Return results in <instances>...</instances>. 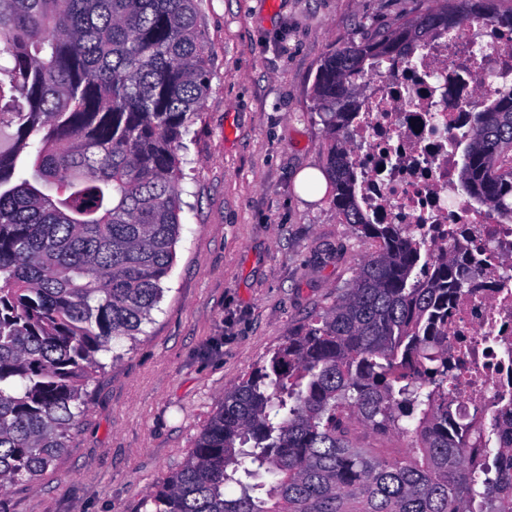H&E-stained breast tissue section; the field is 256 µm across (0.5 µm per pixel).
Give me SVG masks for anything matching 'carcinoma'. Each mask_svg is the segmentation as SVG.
Returning <instances> with one entry per match:
<instances>
[{
    "label": "carcinoma",
    "instance_id": "1",
    "mask_svg": "<svg viewBox=\"0 0 512 512\" xmlns=\"http://www.w3.org/2000/svg\"><path fill=\"white\" fill-rule=\"evenodd\" d=\"M512 27L502 0H442L327 54L313 93L344 223L378 249L336 300L224 393L155 512H512V469L464 480L448 424V295L466 274L363 212L341 131L353 78L464 24ZM0 490L35 482L84 414L111 343L136 342L174 258L179 151L209 89L197 0H0ZM25 105L15 107L17 98ZM461 188L512 210V95L472 111ZM396 435L382 458L351 428ZM234 483L239 494L227 497Z\"/></svg>",
    "mask_w": 512,
    "mask_h": 512
}]
</instances>
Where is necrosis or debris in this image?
Returning <instances> with one entry per match:
<instances>
[{"instance_id": "1", "label": "necrosis or debris", "mask_w": 512, "mask_h": 512, "mask_svg": "<svg viewBox=\"0 0 512 512\" xmlns=\"http://www.w3.org/2000/svg\"><path fill=\"white\" fill-rule=\"evenodd\" d=\"M360 110L343 130L360 205L374 224L448 254L473 276L448 300V413L464 446L512 427V214L460 191L454 145L470 110L512 92V29L448 32L360 75Z\"/></svg>"}]
</instances>
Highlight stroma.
Wrapping results in <instances>:
<instances>
[{"instance_id": "obj_1", "label": "stroma", "mask_w": 512, "mask_h": 512, "mask_svg": "<svg viewBox=\"0 0 512 512\" xmlns=\"http://www.w3.org/2000/svg\"><path fill=\"white\" fill-rule=\"evenodd\" d=\"M421 0H199L210 89L185 139L174 264L135 344L117 343L82 390L86 413L36 483L0 492V512H152L237 385L331 304L376 250L352 235L326 169L312 98L328 53L394 29Z\"/></svg>"}]
</instances>
